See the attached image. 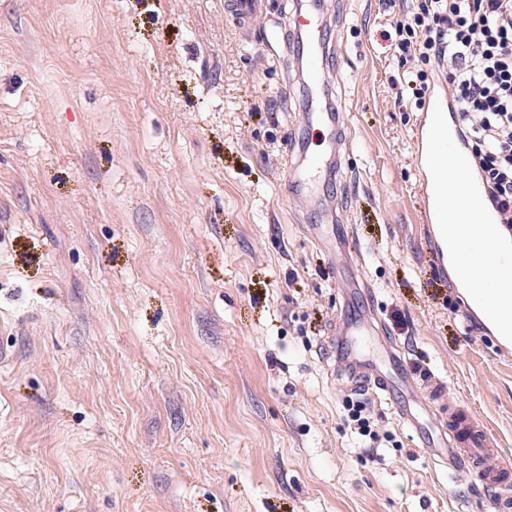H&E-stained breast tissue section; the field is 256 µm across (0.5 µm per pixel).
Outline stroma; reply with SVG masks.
<instances>
[{"instance_id": "stroma-1", "label": "stroma", "mask_w": 512, "mask_h": 512, "mask_svg": "<svg viewBox=\"0 0 512 512\" xmlns=\"http://www.w3.org/2000/svg\"><path fill=\"white\" fill-rule=\"evenodd\" d=\"M325 78L344 115L328 199L358 258L306 234L287 130L312 150L294 0L252 37L224 0H0V512H494L382 398L373 459L327 351L346 309L409 332L420 398L442 387L512 469V357L439 274L414 129L381 0H324Z\"/></svg>"}]
</instances>
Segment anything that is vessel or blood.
I'll return each mask as SVG.
<instances>
[{
  "instance_id": "b4317fda",
  "label": "vessel or blood",
  "mask_w": 512,
  "mask_h": 512,
  "mask_svg": "<svg viewBox=\"0 0 512 512\" xmlns=\"http://www.w3.org/2000/svg\"><path fill=\"white\" fill-rule=\"evenodd\" d=\"M226 11L239 22L243 33H251L265 9V0H226ZM327 22L320 10L298 0L284 26L306 48L311 88L323 85L327 59ZM450 105L433 95L415 132L419 168V193L423 221L430 228V245L439 261L455 257V274L464 277L467 267L480 264L486 272L485 291L475 296L474 305L494 325L512 326V302L502 303L497 288L503 278L502 265L512 258V238L498 231L494 207L471 173L449 178L442 158L465 152L460 127L449 126ZM357 376L367 380L375 394L390 398L399 420L411 428L429 423L430 434L421 446L449 473L469 474L496 494L495 512H512V471L494 464L497 443L478 420L457 404L432 400L423 408H412L409 401L397 400V391L411 392L412 379L406 373L401 351L386 347L383 359L363 357L355 364Z\"/></svg>"
}]
</instances>
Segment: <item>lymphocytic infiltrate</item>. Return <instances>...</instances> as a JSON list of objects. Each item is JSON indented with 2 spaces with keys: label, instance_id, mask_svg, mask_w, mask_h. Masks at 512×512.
Returning <instances> with one entry per match:
<instances>
[{
  "label": "lymphocytic infiltrate",
  "instance_id": "obj_1",
  "mask_svg": "<svg viewBox=\"0 0 512 512\" xmlns=\"http://www.w3.org/2000/svg\"><path fill=\"white\" fill-rule=\"evenodd\" d=\"M384 38L398 62H414L408 79L392 77L423 106L441 73L458 109L474 165L512 230V0H411L396 10Z\"/></svg>",
  "mask_w": 512,
  "mask_h": 512
}]
</instances>
